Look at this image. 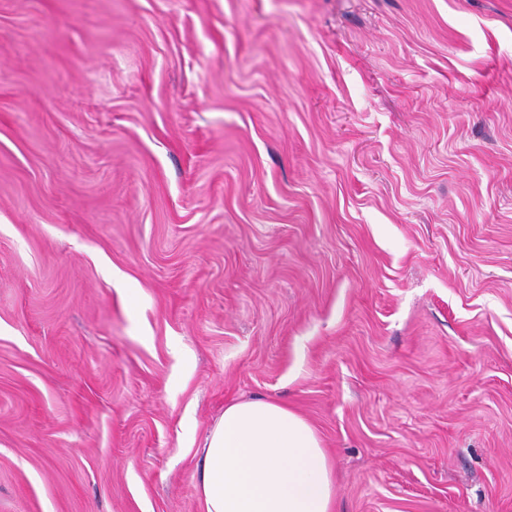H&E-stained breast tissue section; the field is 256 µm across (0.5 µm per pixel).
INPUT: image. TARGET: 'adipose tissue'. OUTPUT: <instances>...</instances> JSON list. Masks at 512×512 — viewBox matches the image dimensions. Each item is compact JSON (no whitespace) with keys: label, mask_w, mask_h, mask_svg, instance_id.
<instances>
[{"label":"adipose tissue","mask_w":512,"mask_h":512,"mask_svg":"<svg viewBox=\"0 0 512 512\" xmlns=\"http://www.w3.org/2000/svg\"><path fill=\"white\" fill-rule=\"evenodd\" d=\"M204 512H334L335 479L314 428L276 400L229 403L207 432Z\"/></svg>","instance_id":"adipose-tissue-1"}]
</instances>
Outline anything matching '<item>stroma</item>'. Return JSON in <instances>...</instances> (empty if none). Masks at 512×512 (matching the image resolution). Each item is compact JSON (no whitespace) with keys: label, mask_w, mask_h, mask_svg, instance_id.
Returning <instances> with one entry per match:
<instances>
[{"label":"stroma","mask_w":512,"mask_h":512,"mask_svg":"<svg viewBox=\"0 0 512 512\" xmlns=\"http://www.w3.org/2000/svg\"><path fill=\"white\" fill-rule=\"evenodd\" d=\"M247 399L512 512V0H0V512H203Z\"/></svg>","instance_id":"1"}]
</instances>
